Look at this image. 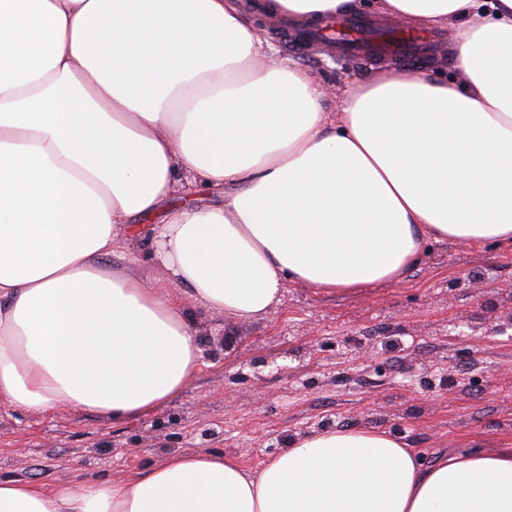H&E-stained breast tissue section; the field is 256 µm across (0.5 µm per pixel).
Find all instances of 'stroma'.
<instances>
[{
    "label": "stroma",
    "instance_id": "stroma-1",
    "mask_svg": "<svg viewBox=\"0 0 512 512\" xmlns=\"http://www.w3.org/2000/svg\"><path fill=\"white\" fill-rule=\"evenodd\" d=\"M271 52L308 69L329 94L378 73L414 67L453 75L442 29L425 58L354 60L302 27H269ZM131 275L160 276L153 250L126 238ZM202 363L155 412L109 420L63 406L47 413L0 406V480L45 490L91 477L117 480L173 453L232 458L259 468L314 432H392L424 461L454 449L512 443V242L427 241L400 280L353 294L288 285L268 318L225 325L192 313Z\"/></svg>",
    "mask_w": 512,
    "mask_h": 512
}]
</instances>
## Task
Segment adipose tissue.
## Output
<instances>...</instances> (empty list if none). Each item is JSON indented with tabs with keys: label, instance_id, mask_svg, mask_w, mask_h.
I'll return each mask as SVG.
<instances>
[{
	"label": "adipose tissue",
	"instance_id": "adipose-tissue-1",
	"mask_svg": "<svg viewBox=\"0 0 512 512\" xmlns=\"http://www.w3.org/2000/svg\"><path fill=\"white\" fill-rule=\"evenodd\" d=\"M362 5L0 0V406L138 418L199 368L187 309L260 320L291 282L356 292L427 240H512V0H371L453 25L460 78L382 73L331 112L256 19ZM187 177L229 206L150 226L161 277L112 271ZM0 512H512V446L428 465L388 431L325 430L256 470L173 454L50 492L0 481Z\"/></svg>",
	"mask_w": 512,
	"mask_h": 512
}]
</instances>
